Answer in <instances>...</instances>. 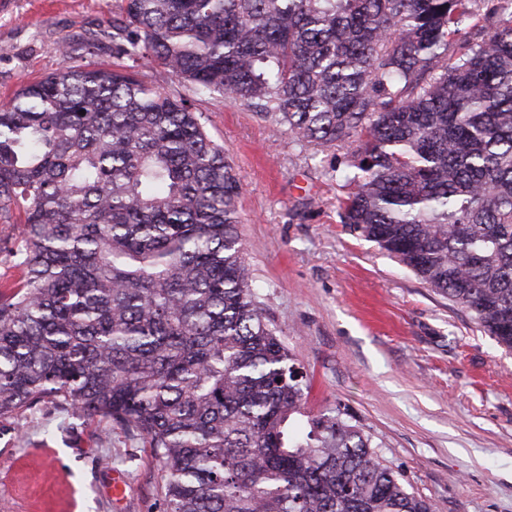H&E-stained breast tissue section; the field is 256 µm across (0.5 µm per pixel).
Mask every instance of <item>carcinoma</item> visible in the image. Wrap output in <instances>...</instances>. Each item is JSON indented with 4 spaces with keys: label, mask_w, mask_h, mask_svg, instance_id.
I'll return each mask as SVG.
<instances>
[{
    "label": "carcinoma",
    "mask_w": 512,
    "mask_h": 512,
    "mask_svg": "<svg viewBox=\"0 0 512 512\" xmlns=\"http://www.w3.org/2000/svg\"><path fill=\"white\" fill-rule=\"evenodd\" d=\"M112 55L0 105V418L47 398L139 437L167 512H434L306 409L195 100L356 139L342 222L512 350V0H120Z\"/></svg>",
    "instance_id": "carcinoma-1"
}]
</instances>
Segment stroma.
Listing matches in <instances>:
<instances>
[{
  "label": "stroma",
  "instance_id": "1",
  "mask_svg": "<svg viewBox=\"0 0 512 512\" xmlns=\"http://www.w3.org/2000/svg\"><path fill=\"white\" fill-rule=\"evenodd\" d=\"M117 0H0V102L65 63L111 65ZM197 108L241 184L239 232L270 318L311 379L307 408L340 407L435 512H512V351L469 311L343 224L336 175L355 142L320 150L218 95ZM165 512L141 440L42 403L0 421V512Z\"/></svg>",
  "mask_w": 512,
  "mask_h": 512
}]
</instances>
